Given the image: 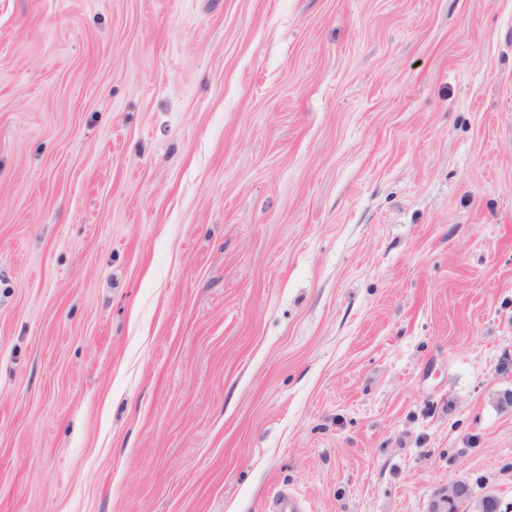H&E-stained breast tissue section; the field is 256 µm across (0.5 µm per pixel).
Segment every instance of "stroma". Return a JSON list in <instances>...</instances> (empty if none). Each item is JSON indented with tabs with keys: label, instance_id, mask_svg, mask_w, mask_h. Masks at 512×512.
Segmentation results:
<instances>
[{
	"label": "stroma",
	"instance_id": "35a3bbf8",
	"mask_svg": "<svg viewBox=\"0 0 512 512\" xmlns=\"http://www.w3.org/2000/svg\"><path fill=\"white\" fill-rule=\"evenodd\" d=\"M512 512V0H0V512ZM466 483L455 482L448 485V489L438 496L436 506L432 512H457L463 492L468 491Z\"/></svg>",
	"mask_w": 512,
	"mask_h": 512
}]
</instances>
